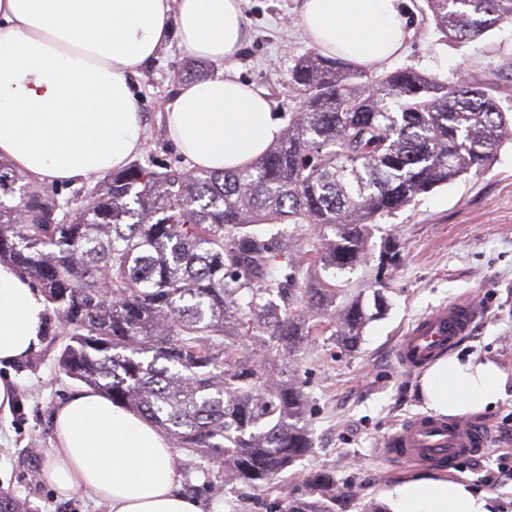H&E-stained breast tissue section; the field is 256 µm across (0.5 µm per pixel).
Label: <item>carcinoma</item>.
<instances>
[{"label":"carcinoma","instance_id":"cac0c4a2","mask_svg":"<svg viewBox=\"0 0 512 512\" xmlns=\"http://www.w3.org/2000/svg\"><path fill=\"white\" fill-rule=\"evenodd\" d=\"M444 37L470 43L512 24V0H424ZM295 111L282 137L243 170L167 169L136 162L89 193L61 199L21 183L0 161V262L41 289L62 322L58 367L220 464L215 478L270 495L313 448L307 396L269 380L235 348L256 328L266 354L296 351L336 286L270 275L285 224H311L310 265L336 274L368 253L369 229L433 188L481 173L512 138V119L485 90L411 67L379 73L313 49L289 71ZM19 197L15 204L4 198ZM372 318L361 300L336 314L354 346ZM278 512H388L317 470ZM0 512H31L0 492Z\"/></svg>","mask_w":512,"mask_h":512}]
</instances>
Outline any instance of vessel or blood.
Returning <instances> with one entry per match:
<instances>
[{
    "label": "vessel or blood",
    "instance_id": "vessel-or-blood-1",
    "mask_svg": "<svg viewBox=\"0 0 512 512\" xmlns=\"http://www.w3.org/2000/svg\"><path fill=\"white\" fill-rule=\"evenodd\" d=\"M475 320L476 310L467 301L433 309L403 336L395 349L397 362L410 371L422 368L466 336ZM490 438L488 423L474 418L459 420L420 415L401 424L386 437L383 454L449 471L459 460L483 452Z\"/></svg>",
    "mask_w": 512,
    "mask_h": 512
}]
</instances>
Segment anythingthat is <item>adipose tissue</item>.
<instances>
[{"label":"adipose tissue","mask_w":512,"mask_h":512,"mask_svg":"<svg viewBox=\"0 0 512 512\" xmlns=\"http://www.w3.org/2000/svg\"><path fill=\"white\" fill-rule=\"evenodd\" d=\"M406 0H302L307 38L324 56L383 63L406 37ZM249 37L242 0H0V157L35 182L76 184L126 167L144 145L132 78L163 44L221 65ZM169 140L192 168L239 170L281 137L285 123L233 71L180 84L164 107ZM46 303L0 263V364L36 350ZM438 416L479 412L503 398L507 377L475 356H442L418 380ZM44 482L56 496L91 493L107 512H203L176 491L168 439L136 413L83 390L54 415ZM391 512H491V496L420 479L389 493Z\"/></svg>","instance_id":"ef3b65f1"}]
</instances>
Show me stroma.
I'll return each instance as SVG.
<instances>
[{"mask_svg": "<svg viewBox=\"0 0 512 512\" xmlns=\"http://www.w3.org/2000/svg\"><path fill=\"white\" fill-rule=\"evenodd\" d=\"M300 5L301 0H243L250 38L232 62L240 78L253 83L273 111L283 115L292 105L288 72L295 58L312 48L302 31ZM423 5V0H407L409 36L386 70L411 67L453 85L483 84L512 113V25L493 29L477 42L458 44L437 32ZM219 70L174 45L162 47L142 68L133 79L147 127L139 160L157 170L187 169L166 136L163 107L180 82L205 80ZM389 235L399 248L384 264L379 254ZM314 244L315 232L308 226L274 242L272 275L283 276L288 260L303 259ZM369 250L365 260L336 280L340 307L358 297L371 299L375 289L383 291L384 309L364 326L359 347L352 350L338 342L334 318L326 314L319 318L324 333L309 337L294 355L258 361L263 372L290 371L308 397L304 422L313 448L283 475V491L300 492L309 472L325 469L341 484L383 503L397 483L447 478L491 494L494 512H512V482L486 480L501 455L512 454V143H503L483 173L437 187L381 219L372 230ZM459 300L475 302L479 318L455 353L494 362L509 381L505 398L481 413L492 428L491 444L483 454L460 460L449 474L387 460L381 451L384 438L404 419L424 412L420 373L398 365L396 345L429 310ZM60 331L56 313L48 312L38 350L0 367V379L16 391L10 414H0V483L26 499L33 512H106L83 490L56 499L41 480L44 450L55 440L54 411L84 388L57 368L64 342ZM218 469L213 461L179 452L178 491L199 500L203 512H269L242 485L216 481Z\"/></svg>", "mask_w": 512, "mask_h": 512, "instance_id": "1", "label": "stroma"}]
</instances>
